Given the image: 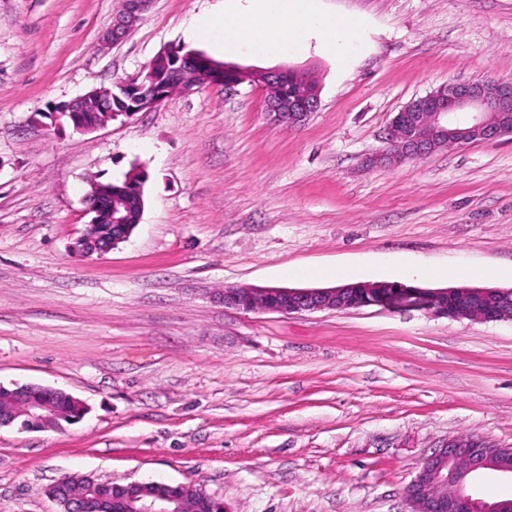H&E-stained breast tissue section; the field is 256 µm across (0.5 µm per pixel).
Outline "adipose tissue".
Masks as SVG:
<instances>
[{
	"label": "adipose tissue",
	"mask_w": 512,
	"mask_h": 512,
	"mask_svg": "<svg viewBox=\"0 0 512 512\" xmlns=\"http://www.w3.org/2000/svg\"><path fill=\"white\" fill-rule=\"evenodd\" d=\"M237 2L223 0L218 11L197 16L193 35L200 40L217 39L225 53L242 46L266 53L275 46L304 48L314 32L333 51L356 29L350 18L318 13L313 0H249L251 7L245 11L237 9Z\"/></svg>",
	"instance_id": "obj_1"
}]
</instances>
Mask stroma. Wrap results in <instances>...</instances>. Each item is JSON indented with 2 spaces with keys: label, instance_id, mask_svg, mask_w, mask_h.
I'll list each match as a JSON object with an SVG mask.
<instances>
[{
  "label": "stroma",
  "instance_id": "obj_1",
  "mask_svg": "<svg viewBox=\"0 0 512 512\" xmlns=\"http://www.w3.org/2000/svg\"><path fill=\"white\" fill-rule=\"evenodd\" d=\"M120 0H0V385L61 388L65 430L0 427V512H58L81 473L192 483L229 512H408L405 488L451 439L512 447V321L363 307L287 316L224 307V288L421 280L512 288V136L392 167L366 160L391 118L448 82H512V0H316L359 22L324 52L223 57L193 40L219 0H153L98 49ZM177 46L237 67L78 133L50 105L140 75ZM306 71L320 107L270 122L255 70ZM148 174L111 251L73 250L91 182Z\"/></svg>",
  "mask_w": 512,
  "mask_h": 512
}]
</instances>
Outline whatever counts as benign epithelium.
<instances>
[{
	"label": "benign epithelium",
	"mask_w": 512,
	"mask_h": 512,
	"mask_svg": "<svg viewBox=\"0 0 512 512\" xmlns=\"http://www.w3.org/2000/svg\"><path fill=\"white\" fill-rule=\"evenodd\" d=\"M151 0H123V8L115 16L112 27L101 41L104 48L120 41L141 20ZM175 49L158 53L148 64V74L139 84L143 89L138 111H150L171 95L188 94L203 86L216 85L218 79L211 74V65L197 60L194 70L185 71L172 88L159 89L146 85L154 75L168 64ZM292 77L304 83L303 92L291 100L267 97L266 109L271 120L289 127L297 126L320 105L319 89L309 83V77L300 70H259L252 73V81L268 89L281 77ZM109 89H96L86 95L65 102L52 114L56 123L67 117L76 132H90L104 123L89 117H80L91 106H101ZM512 136V83L500 81L450 82L440 85L425 95L408 102L392 118L388 137L400 142L395 153L388 151L369 159L375 166L398 163L403 160L430 155L452 142L461 146L474 142H494ZM87 211L92 218L86 232L74 244L79 254L106 253L129 238L135 224L130 215L112 205V195L92 191L86 197ZM108 212L112 233L102 241L95 237L103 212ZM340 288H262L255 286L232 287L218 294L224 306L237 310L300 314L336 309L412 307L437 317L448 316V289L395 288L388 298L376 301H350L336 305ZM10 397L19 401L23 412L37 420L43 417L46 404L30 395L27 386L9 390ZM497 444L484 437L467 441L450 439L424 459L415 477L406 487L405 495L412 512H512V499L487 502L470 490V479L487 469L512 476V460L493 452ZM140 482L127 484L126 493L114 512H185L182 494L169 493L149 499L143 497Z\"/></svg>",
	"instance_id": "benign-epithelium-1"
}]
</instances>
